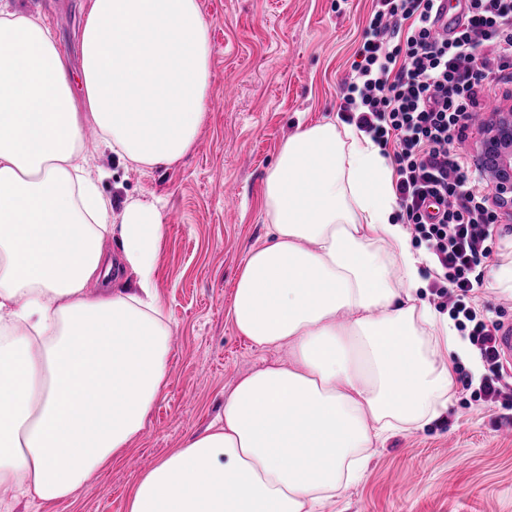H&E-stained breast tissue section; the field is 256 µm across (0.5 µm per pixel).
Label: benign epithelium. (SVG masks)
I'll return each instance as SVG.
<instances>
[{
    "mask_svg": "<svg viewBox=\"0 0 512 512\" xmlns=\"http://www.w3.org/2000/svg\"><path fill=\"white\" fill-rule=\"evenodd\" d=\"M478 168L491 187L492 206L512 213V101L488 113L476 146Z\"/></svg>",
    "mask_w": 512,
    "mask_h": 512,
    "instance_id": "7a95c632",
    "label": "benign epithelium"
}]
</instances>
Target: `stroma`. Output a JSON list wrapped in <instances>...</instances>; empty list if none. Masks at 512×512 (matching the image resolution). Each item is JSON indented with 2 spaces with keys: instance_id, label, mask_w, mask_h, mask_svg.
<instances>
[{
  "instance_id": "1",
  "label": "stroma",
  "mask_w": 512,
  "mask_h": 512,
  "mask_svg": "<svg viewBox=\"0 0 512 512\" xmlns=\"http://www.w3.org/2000/svg\"><path fill=\"white\" fill-rule=\"evenodd\" d=\"M84 0H21L42 20L66 13L59 49L74 62ZM210 24L208 118L178 162L134 165L85 140L89 173L121 212L127 199L157 201L166 227L155 291L170 324L171 372L124 455L53 512H126L142 474L202 434L224 413L244 373L288 358L235 330L233 285L267 220L262 186L299 122L341 121V91L368 24L372 0H198ZM238 188L224 197L225 183ZM478 292L486 319L512 323V293L497 274L512 262V217L498 216ZM362 480L333 512H512V401L488 404L453 383L447 409L424 428L398 431L368 451ZM413 481H406V473Z\"/></svg>"
}]
</instances>
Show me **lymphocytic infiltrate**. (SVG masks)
I'll list each match as a JSON object with an SVG mask.
<instances>
[{"instance_id":"obj_1","label":"lymphocytic infiltrate","mask_w":512,"mask_h":512,"mask_svg":"<svg viewBox=\"0 0 512 512\" xmlns=\"http://www.w3.org/2000/svg\"><path fill=\"white\" fill-rule=\"evenodd\" d=\"M465 8L464 27L443 36L441 0H373L340 110L379 146H393V189L428 252L432 294L488 369L480 381H458L495 403L512 381L503 375L499 326L485 320L476 288L496 217L457 151L486 108L485 89L512 82V0H465Z\"/></svg>"}]
</instances>
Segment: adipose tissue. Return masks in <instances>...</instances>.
<instances>
[{"label": "adipose tissue", "mask_w": 512, "mask_h": 512, "mask_svg": "<svg viewBox=\"0 0 512 512\" xmlns=\"http://www.w3.org/2000/svg\"><path fill=\"white\" fill-rule=\"evenodd\" d=\"M84 14L74 75L51 27L0 4V487L44 503L126 451L169 371L154 291L162 208L131 199L112 224L84 131L131 163L169 165L209 100L197 0H86ZM392 181L355 125L288 137L230 317L290 359L238 379L223 420L146 471L126 512H322L360 478L367 448L447 408L448 355L470 351L417 297L423 259L393 219ZM114 236L136 289L89 294Z\"/></svg>", "instance_id": "ef3b65f1"}]
</instances>
